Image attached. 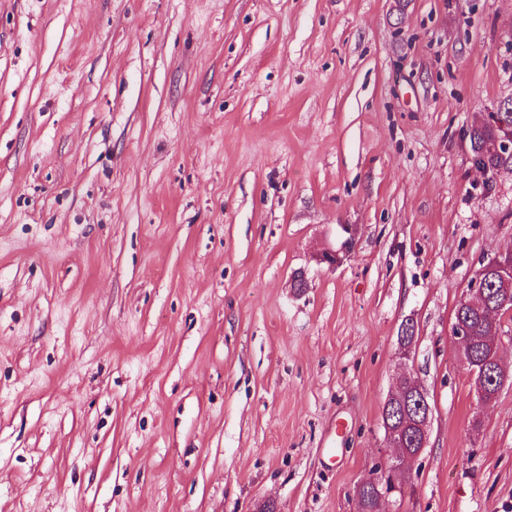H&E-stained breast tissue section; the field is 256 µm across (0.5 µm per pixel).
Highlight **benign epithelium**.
Returning a JSON list of instances; mask_svg holds the SVG:
<instances>
[{
    "label": "benign epithelium",
    "instance_id": "obj_1",
    "mask_svg": "<svg viewBox=\"0 0 512 512\" xmlns=\"http://www.w3.org/2000/svg\"><path fill=\"white\" fill-rule=\"evenodd\" d=\"M352 250V238L342 240L336 246H329L321 251L318 260L331 268L340 264ZM494 275L504 282L512 281V251L485 257L480 261L470 292L481 294L484 277ZM450 336L454 344L461 348L471 343L467 328L452 321ZM502 332L484 342V352L479 359L464 361L469 381L475 391L480 406L493 403L497 392L508 382H512V370L507 369L499 360V348L502 344ZM402 383L405 389L393 392L387 399L386 407L395 408L397 420L386 421V445L397 449V453L375 468V476L361 485L363 489H375L378 497L383 499L392 493H404L409 486V476L402 468V462L410 457L420 455L427 447L433 406L428 394L411 374H404Z\"/></svg>",
    "mask_w": 512,
    "mask_h": 512
}]
</instances>
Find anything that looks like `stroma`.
<instances>
[{"label":"stroma","instance_id":"stroma-1","mask_svg":"<svg viewBox=\"0 0 512 512\" xmlns=\"http://www.w3.org/2000/svg\"><path fill=\"white\" fill-rule=\"evenodd\" d=\"M510 102L512 0H0V512H358L408 371L382 512H512L450 339ZM490 117L492 121L470 128L468 143L474 165L493 175L501 169H512V155H502L493 149L495 139L502 132L501 124L512 126V107H504V112ZM403 375L401 383L406 386L404 391L391 393L386 401V416H389L388 411L392 406L397 410L394 415L398 421L391 422L387 417L385 441L387 447L397 449V453L377 465L375 476L360 487V490H377L379 501L392 493H399L400 496L404 493L409 486V476L404 472L402 462L406 458L420 455L429 440L433 406L415 377L410 373ZM412 441L418 445L415 452L407 448Z\"/></svg>","mask_w":512,"mask_h":512}]
</instances>
